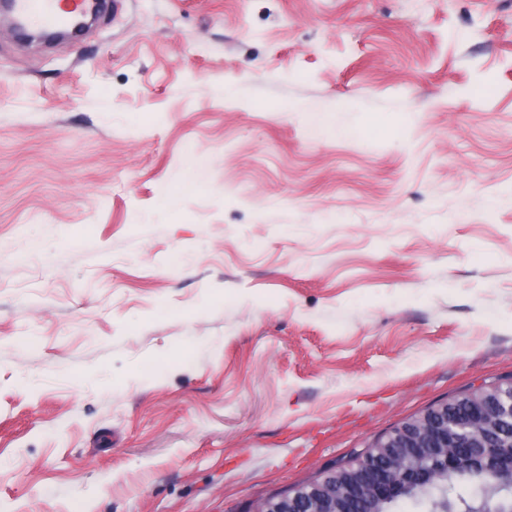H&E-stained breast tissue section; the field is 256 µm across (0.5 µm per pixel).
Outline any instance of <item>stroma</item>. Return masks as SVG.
Masks as SVG:
<instances>
[{"label": "stroma", "mask_w": 512, "mask_h": 512, "mask_svg": "<svg viewBox=\"0 0 512 512\" xmlns=\"http://www.w3.org/2000/svg\"><path fill=\"white\" fill-rule=\"evenodd\" d=\"M512 377V0L0 13V512H252ZM96 7L94 0H13L11 13L13 22L22 28L55 30L70 25L71 19L82 11L86 16Z\"/></svg>", "instance_id": "1"}]
</instances>
